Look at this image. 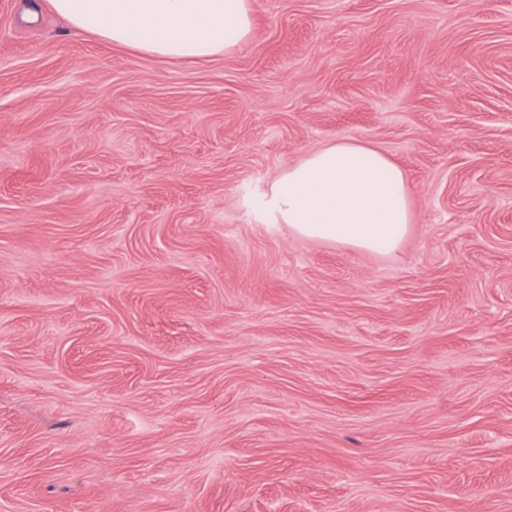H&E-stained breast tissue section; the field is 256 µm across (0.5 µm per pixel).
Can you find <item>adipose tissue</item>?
Wrapping results in <instances>:
<instances>
[{
  "label": "adipose tissue",
  "mask_w": 512,
  "mask_h": 512,
  "mask_svg": "<svg viewBox=\"0 0 512 512\" xmlns=\"http://www.w3.org/2000/svg\"><path fill=\"white\" fill-rule=\"evenodd\" d=\"M67 27L170 58H209L251 29L250 0H49ZM403 171L380 149L339 137L288 166L259 214L296 235L391 252L411 222Z\"/></svg>",
  "instance_id": "1"
}]
</instances>
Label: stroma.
Wrapping results in <instances>:
<instances>
[{
	"label": "stroma",
	"instance_id": "1",
	"mask_svg": "<svg viewBox=\"0 0 512 512\" xmlns=\"http://www.w3.org/2000/svg\"><path fill=\"white\" fill-rule=\"evenodd\" d=\"M0 0V512H512V0H252L170 60ZM399 248L254 202L336 136Z\"/></svg>",
	"mask_w": 512,
	"mask_h": 512
}]
</instances>
